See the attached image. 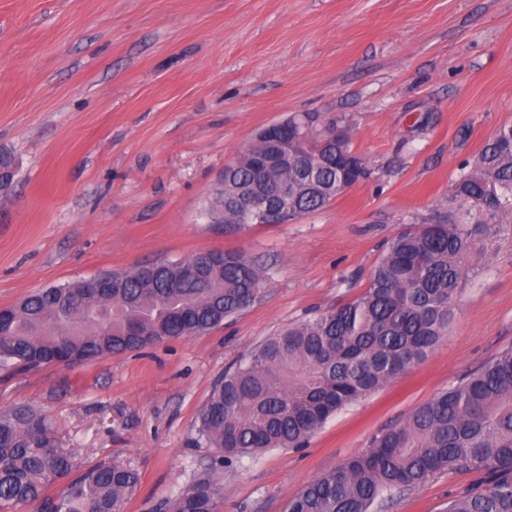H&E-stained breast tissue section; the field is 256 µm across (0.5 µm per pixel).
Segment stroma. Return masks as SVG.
<instances>
[{
  "instance_id": "stroma-1",
  "label": "stroma",
  "mask_w": 512,
  "mask_h": 512,
  "mask_svg": "<svg viewBox=\"0 0 512 512\" xmlns=\"http://www.w3.org/2000/svg\"><path fill=\"white\" fill-rule=\"evenodd\" d=\"M294 112L344 118L367 179L285 224L229 231L206 208L224 167ZM512 126V0H0V308L108 271L245 252L255 302L188 339L36 370L0 367V411L43 417L76 472L137 469L120 512H152L205 471L214 382L288 325L351 301L401 231L468 225L473 277L423 361L306 447L216 471L219 512H283L371 438L512 347V207L451 186ZM479 479L444 472L382 512H444Z\"/></svg>"
}]
</instances>
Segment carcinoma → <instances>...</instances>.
Returning a JSON list of instances; mask_svg holds the SVG:
<instances>
[{"mask_svg": "<svg viewBox=\"0 0 512 512\" xmlns=\"http://www.w3.org/2000/svg\"><path fill=\"white\" fill-rule=\"evenodd\" d=\"M502 128L453 185L455 195L483 198L494 209L512 200V139ZM329 157L309 188L298 158ZM241 154L224 176L213 206L227 229H240L238 200L288 187V220L318 211L367 177L350 138L319 143L288 137V166L261 173ZM501 196H484L487 184ZM474 248L464 224H429L394 238L364 292L267 337L216 381L200 413L196 442L223 454L224 465L279 448H301L334 414L423 361L447 335L453 302L470 277ZM201 265V277L184 269ZM121 287L101 302L75 298L79 283L43 288L9 308L0 323V365L24 369L63 358L88 361L146 341L189 338L248 308L260 270L243 252L195 254L167 264L114 271ZM71 455L51 445L44 419L25 407L0 414V512L27 505L39 512H117L140 485L127 466L99 463L71 477ZM445 471H476L480 483L448 501L446 512H512V349L499 352L458 385L374 436L368 448L310 482L285 512H373L395 492ZM67 483L58 495L56 481ZM222 488L211 477L188 485L155 512H218Z\"/></svg>", "mask_w": 512, "mask_h": 512, "instance_id": "obj_1", "label": "carcinoma"}]
</instances>
